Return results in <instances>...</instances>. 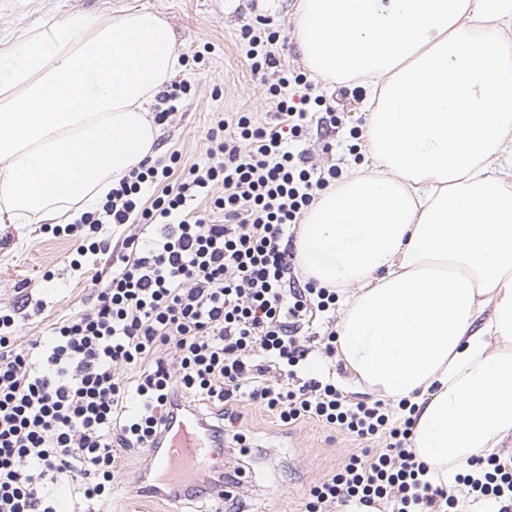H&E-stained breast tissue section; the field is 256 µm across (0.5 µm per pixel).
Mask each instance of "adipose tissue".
Instances as JSON below:
<instances>
[{"mask_svg":"<svg viewBox=\"0 0 512 512\" xmlns=\"http://www.w3.org/2000/svg\"><path fill=\"white\" fill-rule=\"evenodd\" d=\"M307 65L360 80L367 149L296 241L346 297L356 384L415 406L430 469L512 444V70L484 24L512 0H299ZM159 14L86 13L20 40L0 29V223L72 224L150 156L151 107L177 66Z\"/></svg>","mask_w":512,"mask_h":512,"instance_id":"obj_1","label":"adipose tissue"}]
</instances>
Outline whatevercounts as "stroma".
<instances>
[{
	"mask_svg": "<svg viewBox=\"0 0 512 512\" xmlns=\"http://www.w3.org/2000/svg\"><path fill=\"white\" fill-rule=\"evenodd\" d=\"M298 0H49L47 8L31 12L28 0H0V28L25 38L36 28L81 13L111 16L121 8H145L159 13L174 29L185 64L177 78L192 82L176 112L160 125L153 152L160 160L177 155L180 167H188L205 158L207 132L218 120L237 112H249L262 123H275L276 108L260 77L254 75L246 58L240 34L244 25L263 18L269 28L278 31L274 46L284 67L299 70L306 64L297 36ZM320 94L326 100L329 117L310 125L303 143L315 169L336 167L346 170L360 161L371 170L373 161L366 139H353L352 131L366 132L370 112L363 104L364 89L352 81L322 78ZM332 150H325V143ZM358 155H351L350 145ZM151 236L152 228L126 224L105 226L102 235L108 248L95 263L72 270L69 256L80 247L79 238L53 235L36 224L0 223V311L12 314L17 324L18 344H27L48 335L59 323L74 319L94 304L98 288L119 264L126 236ZM52 279H45V272ZM347 289L337 291V303L327 312L313 317L300 333L302 345L310 356L299 370L300 380L330 377L352 401H377L378 393L355 386L343 360L321 361L320 350L329 332L339 330L344 315ZM235 432L243 443L225 444L224 469L240 473L244 485L238 493L237 507L244 512H304L312 486L331 475L350 455L361 454L363 444L322 424L304 420L283 425L261 405L240 403ZM117 474L111 497L87 504L64 483L53 486L61 512H164L165 503L137 494L139 474L144 466L141 454L116 449Z\"/></svg>",
	"mask_w": 512,
	"mask_h": 512,
	"instance_id": "stroma-1",
	"label": "stroma"
}]
</instances>
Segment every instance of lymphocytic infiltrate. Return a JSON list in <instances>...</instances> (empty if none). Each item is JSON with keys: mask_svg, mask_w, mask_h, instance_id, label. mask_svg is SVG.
<instances>
[{"mask_svg": "<svg viewBox=\"0 0 512 512\" xmlns=\"http://www.w3.org/2000/svg\"><path fill=\"white\" fill-rule=\"evenodd\" d=\"M252 73L276 69L267 93L279 122L268 127L250 113L234 126L218 122L204 163L174 187L149 192L169 168L143 160L94 211L64 233L85 240L70 262L78 269L105 249V224H145L153 236L131 235L126 254L81 316L19 347L15 319L0 314V512H58L48 481L63 479L85 499L110 495L113 447L140 454L169 449L186 407L200 401L234 420L248 399L286 425L314 420L381 448L351 456L312 486L305 512L333 505L390 504L392 512H463L480 501L489 512H512V462L472 455L445 490L412 449L415 407L401 399L349 402L328 379L294 386L308 358L298 335L336 302L332 288L287 287L294 254L285 242L321 191L335 187L336 168L314 172L300 144L318 78L281 68L278 32L263 25L241 31ZM222 194H215V186ZM210 210L194 211L197 199ZM278 372L270 384L266 373ZM215 456L206 483L185 484L184 498L215 500L224 481V430L211 428Z\"/></svg>", "mask_w": 512, "mask_h": 512, "instance_id": "obj_1", "label": "lymphocytic infiltrate"}]
</instances>
